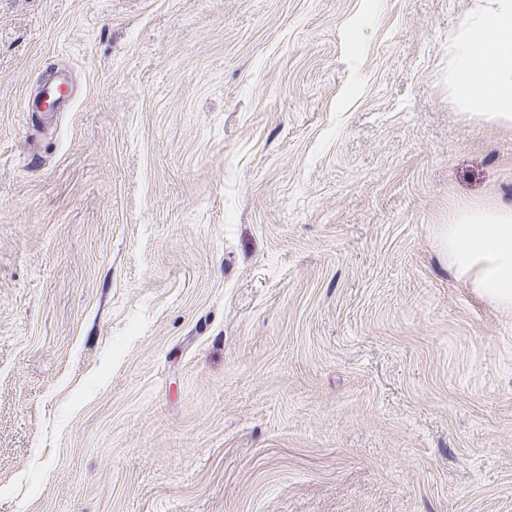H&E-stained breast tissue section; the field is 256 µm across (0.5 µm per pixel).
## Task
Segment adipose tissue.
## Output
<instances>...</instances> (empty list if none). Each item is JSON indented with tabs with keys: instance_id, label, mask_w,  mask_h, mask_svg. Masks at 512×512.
Here are the masks:
<instances>
[{
	"instance_id": "adipose-tissue-1",
	"label": "adipose tissue",
	"mask_w": 512,
	"mask_h": 512,
	"mask_svg": "<svg viewBox=\"0 0 512 512\" xmlns=\"http://www.w3.org/2000/svg\"><path fill=\"white\" fill-rule=\"evenodd\" d=\"M448 96L467 118L512 128V0H477L449 35ZM437 241L469 288L512 313V202L455 205Z\"/></svg>"
}]
</instances>
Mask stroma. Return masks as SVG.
Segmentation results:
<instances>
[{
  "mask_svg": "<svg viewBox=\"0 0 512 512\" xmlns=\"http://www.w3.org/2000/svg\"><path fill=\"white\" fill-rule=\"evenodd\" d=\"M474 6L0 0V512H512V316L435 236L512 197ZM448 96L467 118L512 128V0H477L448 36ZM68 98L60 84L48 82L43 87L42 103L46 112H56L67 106Z\"/></svg>",
  "mask_w": 512,
  "mask_h": 512,
  "instance_id": "35a3bbf8",
  "label": "stroma"
}]
</instances>
